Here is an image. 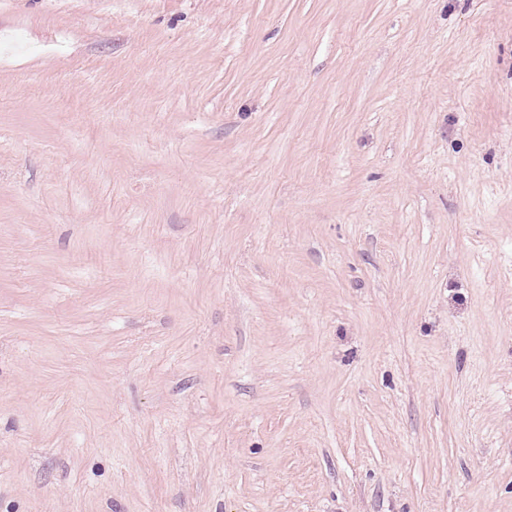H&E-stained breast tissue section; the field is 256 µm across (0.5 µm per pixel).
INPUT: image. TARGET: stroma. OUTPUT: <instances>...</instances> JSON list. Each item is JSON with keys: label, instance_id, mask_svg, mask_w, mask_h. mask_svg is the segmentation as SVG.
Masks as SVG:
<instances>
[{"label": "stroma", "instance_id": "obj_1", "mask_svg": "<svg viewBox=\"0 0 512 512\" xmlns=\"http://www.w3.org/2000/svg\"><path fill=\"white\" fill-rule=\"evenodd\" d=\"M0 512H512V0H0Z\"/></svg>", "mask_w": 512, "mask_h": 512}]
</instances>
